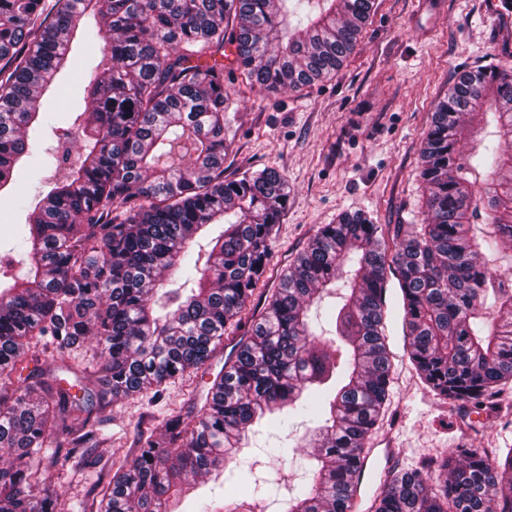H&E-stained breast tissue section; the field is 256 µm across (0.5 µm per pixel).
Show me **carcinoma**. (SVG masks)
<instances>
[{
    "label": "carcinoma",
    "instance_id": "obj_1",
    "mask_svg": "<svg viewBox=\"0 0 512 512\" xmlns=\"http://www.w3.org/2000/svg\"><path fill=\"white\" fill-rule=\"evenodd\" d=\"M374 0H0V191L29 154L43 91L72 34L97 18L108 54L84 92L80 165L28 214L25 272L0 269V512H59L42 485L73 457L92 464L98 394L162 392L204 366L232 323L252 321L199 410L177 412L115 467L97 512H173L224 466L256 422H317L312 481L289 512H353L360 460L389 394L385 291L398 281L409 358L436 395L479 413L512 389V285L487 264L512 252V68L461 73L439 101L420 155L425 224L394 248L364 213L322 225L283 273L262 316L248 302L288 204L273 168L224 180V41L259 88L298 91L353 52ZM492 115L498 141L461 154ZM334 294L332 338L311 307ZM100 350L98 391L63 386L37 347ZM77 393H72L73 388ZM66 440H59V436ZM457 448L386 472L372 512H512V448ZM254 482L237 504L255 512Z\"/></svg>",
    "mask_w": 512,
    "mask_h": 512
}]
</instances>
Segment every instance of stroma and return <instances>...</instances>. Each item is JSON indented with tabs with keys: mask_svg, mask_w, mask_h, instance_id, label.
<instances>
[{
	"mask_svg": "<svg viewBox=\"0 0 512 512\" xmlns=\"http://www.w3.org/2000/svg\"><path fill=\"white\" fill-rule=\"evenodd\" d=\"M501 0H376L354 52L329 78L298 92L270 94L250 87L234 58L224 60V136L229 144L224 177L274 168L288 181V206L269 242L270 257L249 309L262 311L283 271L306 247L321 225L345 212H364L391 234L398 224L426 220L420 152L431 115L459 73L477 67L512 68V13ZM105 39H75L68 67L55 90L43 99L54 113L53 126L33 132L30 157L46 186L55 173L51 152L56 130L79 136L75 122L83 110L85 87L99 72L96 64ZM14 196L0 198V259L24 266L19 229L28 206L38 200L36 185L17 176ZM389 278L385 334L390 352V397L370 437L376 451L360 484L357 512H369L377 477L403 472L453 448H512V394L500 413L490 417L448 402L432 392L412 365L402 332V311ZM199 377L190 374L167 382L161 396L139 394L105 405L99 432L111 443L99 444L98 464L68 462L56 470L50 489L65 498L86 500L95 512L109 480L110 447L134 451L140 437L160 432L167 417L200 404ZM303 426L254 427L224 470L261 479L263 512H287L294 487L310 478L308 465L278 462L270 451L295 445ZM392 457H385V449Z\"/></svg>",
	"mask_w": 512,
	"mask_h": 512,
	"instance_id": "obj_1",
	"label": "stroma"
}]
</instances>
